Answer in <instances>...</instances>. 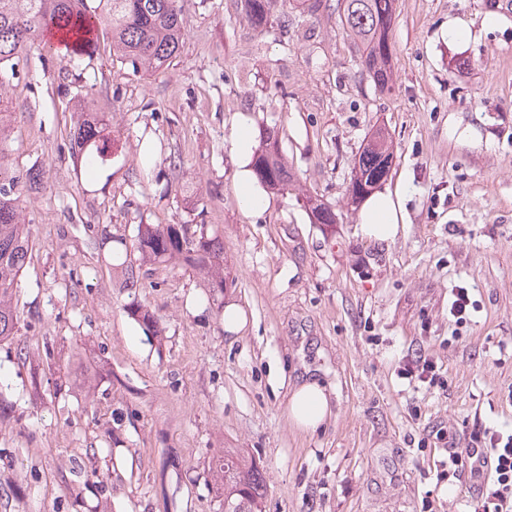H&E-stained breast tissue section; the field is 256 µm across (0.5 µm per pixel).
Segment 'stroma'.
Wrapping results in <instances>:
<instances>
[{"mask_svg":"<svg viewBox=\"0 0 512 512\" xmlns=\"http://www.w3.org/2000/svg\"><path fill=\"white\" fill-rule=\"evenodd\" d=\"M179 5L186 37L169 66L138 71L103 45L84 73L98 111L114 115L112 162L95 177L71 155L55 40L31 53L8 99L9 161L42 166L46 188L21 197L36 246L14 299L21 334L0 346L14 416L0 424V512H222L213 465L228 448L260 468L262 512H467L473 485L437 478L435 433L512 428V17L487 0H398L395 85L382 94L336 10L284 44L252 29L243 0ZM452 20L466 38L449 37ZM241 112L277 128L297 179L252 213L229 144ZM380 126L393 141L388 181L408 189L387 242L362 237L343 205ZM305 192L335 205L332 231L310 222ZM195 202L224 238L234 282L223 300L245 313L232 337L183 266L157 267L128 296L93 231L180 224ZM460 286L475 306L458 325L448 302ZM133 297L161 335L127 314ZM421 350L445 387L400 378ZM21 351L52 354L48 391L69 355L86 371L36 408ZM307 376L332 403L312 432L282 413Z\"/></svg>","mask_w":512,"mask_h":512,"instance_id":"obj_1","label":"stroma"}]
</instances>
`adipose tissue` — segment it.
I'll use <instances>...</instances> for the list:
<instances>
[{"instance_id": "adipose-tissue-1", "label": "adipose tissue", "mask_w": 512, "mask_h": 512, "mask_svg": "<svg viewBox=\"0 0 512 512\" xmlns=\"http://www.w3.org/2000/svg\"><path fill=\"white\" fill-rule=\"evenodd\" d=\"M251 118L239 114L230 137V150L238 161L239 171L235 184L240 205L247 210L262 208L266 199L254 178L250 160L253 153ZM406 187L396 184L369 196L360 211V233L363 237L379 242L394 239L399 224L404 220L403 202ZM286 412L292 423L305 430H316L330 414L329 393L317 378L305 379L295 387L286 404Z\"/></svg>"}]
</instances>
